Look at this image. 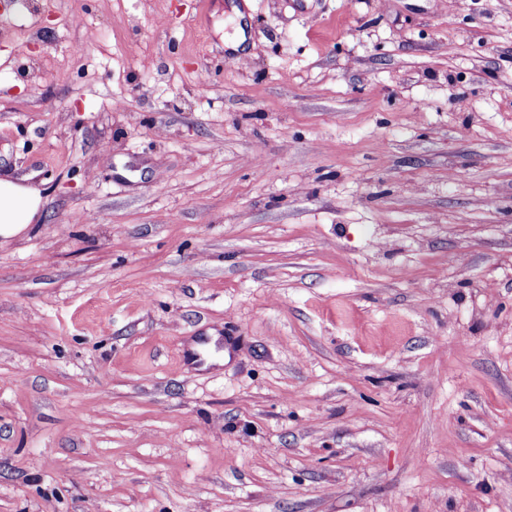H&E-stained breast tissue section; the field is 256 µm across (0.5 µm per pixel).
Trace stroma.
I'll return each mask as SVG.
<instances>
[{
  "mask_svg": "<svg viewBox=\"0 0 512 512\" xmlns=\"http://www.w3.org/2000/svg\"><path fill=\"white\" fill-rule=\"evenodd\" d=\"M0 178V512H512V0H0ZM43 207L40 191L9 179H0V239L24 235L39 219Z\"/></svg>",
  "mask_w": 512,
  "mask_h": 512,
  "instance_id": "1",
  "label": "stroma"
}]
</instances>
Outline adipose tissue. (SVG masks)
<instances>
[{
  "instance_id": "1",
  "label": "adipose tissue",
  "mask_w": 512,
  "mask_h": 512,
  "mask_svg": "<svg viewBox=\"0 0 512 512\" xmlns=\"http://www.w3.org/2000/svg\"><path fill=\"white\" fill-rule=\"evenodd\" d=\"M43 207L39 190L9 179H0V239L24 235L36 223Z\"/></svg>"
}]
</instances>
